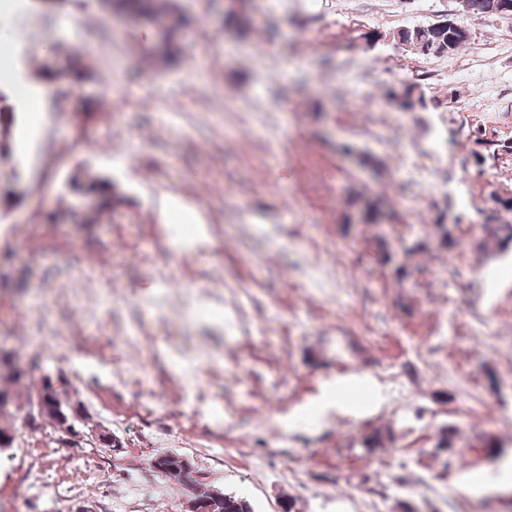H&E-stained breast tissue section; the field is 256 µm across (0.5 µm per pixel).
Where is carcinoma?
Here are the masks:
<instances>
[{
    "label": "carcinoma",
    "instance_id": "1",
    "mask_svg": "<svg viewBox=\"0 0 512 512\" xmlns=\"http://www.w3.org/2000/svg\"><path fill=\"white\" fill-rule=\"evenodd\" d=\"M496 0H464V8L473 16L495 15ZM104 9L117 16H135L149 21L158 22L164 9L158 0H105ZM169 13L173 21L162 28L160 39L166 48L172 49L177 45L178 31L188 24V18L183 15L178 5H169ZM226 24L237 29H243L248 24L246 0H233L225 11ZM471 37L468 25L458 24L456 35L448 32V26L438 22L429 26H417L400 29L394 34L398 42L422 55L443 56L458 52L467 45ZM416 84L403 86L399 91L386 93V99L399 112H413L418 107H425L423 97L413 98ZM15 125L14 107L6 104V97L0 93V164L9 162L13 157L12 131ZM476 143L484 147L485 154H475L476 162L481 164L485 156L497 157L500 152L512 154V143L501 144L494 140L476 139ZM77 192L94 198L95 205L85 215L84 222L95 223L107 212L120 203L114 186L106 179H96L83 183L73 182ZM381 212L377 202L366 198L362 201L361 216L367 224H377L381 220ZM438 245L449 249L456 245L452 228L441 222L434 224ZM487 236L499 247L512 241V224H488ZM19 355L15 352L0 353V440H16L14 428L15 410L22 404L38 396L44 401L43 412L39 425H49L53 430L72 421L73 413L77 412V401L73 400L65 390L66 381L56 383L43 376L35 381L30 377V371L18 363ZM97 436L91 442L112 451L123 447L119 437L109 430H96ZM394 443L391 426L379 425L373 428L362 441V447L372 452L379 448H390ZM183 456L179 454H162L153 459V467L165 475L170 481L179 480L183 469ZM205 512H252L248 501L233 494L226 493L222 498H213Z\"/></svg>",
    "mask_w": 512,
    "mask_h": 512
}]
</instances>
